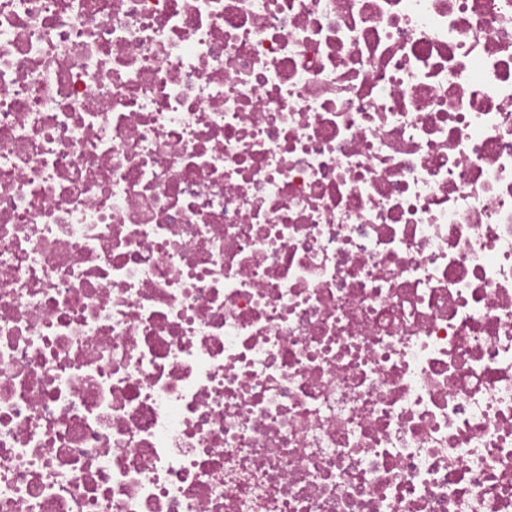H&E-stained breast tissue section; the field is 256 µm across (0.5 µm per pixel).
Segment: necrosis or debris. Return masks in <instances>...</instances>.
<instances>
[{
	"label": "necrosis or debris",
	"instance_id": "necrosis-or-debris-1",
	"mask_svg": "<svg viewBox=\"0 0 512 512\" xmlns=\"http://www.w3.org/2000/svg\"><path fill=\"white\" fill-rule=\"evenodd\" d=\"M0 512H512V0H0Z\"/></svg>",
	"mask_w": 512,
	"mask_h": 512
}]
</instances>
